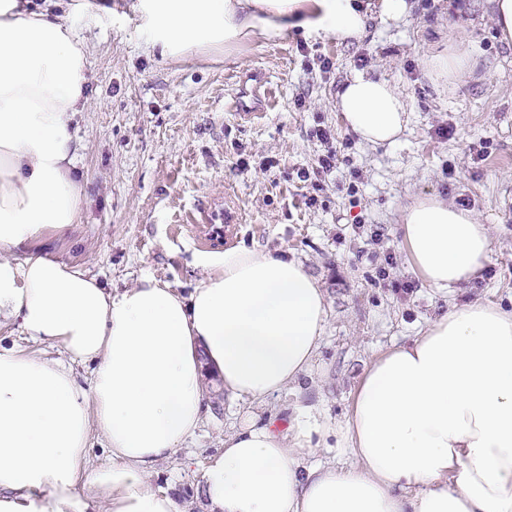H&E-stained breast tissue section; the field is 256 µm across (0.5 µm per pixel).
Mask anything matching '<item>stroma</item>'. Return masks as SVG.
<instances>
[{"mask_svg":"<svg viewBox=\"0 0 512 512\" xmlns=\"http://www.w3.org/2000/svg\"><path fill=\"white\" fill-rule=\"evenodd\" d=\"M131 2L31 0L66 16L86 45L89 79L87 108L71 120L80 213L32 253L87 270L116 293L148 275L187 295L203 276L201 257L225 250L223 240H197L202 211L237 206L234 246L289 252L327 294L325 335L302 385L334 422L380 351L452 305L512 303V43L495 37L492 0H409V11L389 21L379 17V0H361L367 30L359 39L297 27L228 56L196 50L179 58L162 56ZM455 48L474 49L477 70L435 85L425 56ZM360 69L412 101L396 145L362 142L336 108L341 85ZM244 89L265 95L258 115L233 109ZM445 126L451 137L439 135ZM320 128L333 136L336 167L300 181L298 170L316 169L324 152ZM431 193L464 202L491 228L481 278L451 292L412 270L399 228L401 209ZM204 388L219 409H207L152 478L189 512H205L198 489L208 458L252 411L224 399L212 379Z\"/></svg>","mask_w":512,"mask_h":512,"instance_id":"1","label":"stroma"}]
</instances>
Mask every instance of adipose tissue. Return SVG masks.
<instances>
[{"label": "adipose tissue", "instance_id": "adipose-tissue-1", "mask_svg": "<svg viewBox=\"0 0 512 512\" xmlns=\"http://www.w3.org/2000/svg\"><path fill=\"white\" fill-rule=\"evenodd\" d=\"M163 55L232 51L291 27L359 37L353 0H135ZM86 47L65 17L0 0V327L18 325L67 361L0 345V512H184L155 468L199 428L203 371L232 402L292 396L288 426L253 414L211 455L208 512H512V309L453 306L375 355L342 421L301 390L328 319L323 288L287 254L241 246L203 259L190 296L144 278L112 293L96 277L31 253L75 223L73 114L87 99ZM349 132L396 142L409 104L388 80L353 71L336 94ZM409 261L448 290L491 255L487 225L440 196L401 214ZM93 363L89 386L73 369ZM110 465L83 473L91 435ZM352 465L311 463L329 438Z\"/></svg>", "mask_w": 512, "mask_h": 512}]
</instances>
